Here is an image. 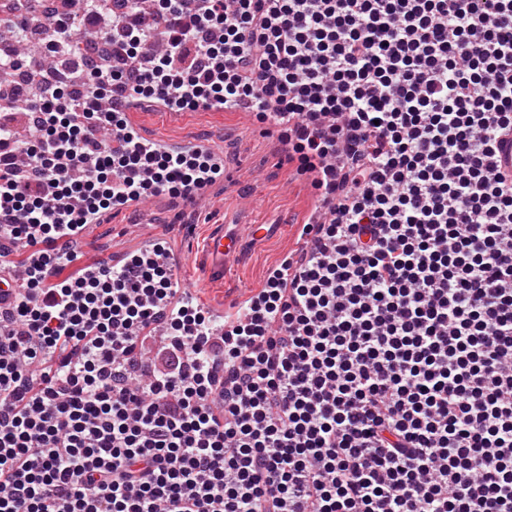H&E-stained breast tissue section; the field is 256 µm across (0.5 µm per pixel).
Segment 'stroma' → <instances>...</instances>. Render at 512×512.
I'll use <instances>...</instances> for the list:
<instances>
[{
    "instance_id": "35a3bbf8",
    "label": "stroma",
    "mask_w": 512,
    "mask_h": 512,
    "mask_svg": "<svg viewBox=\"0 0 512 512\" xmlns=\"http://www.w3.org/2000/svg\"><path fill=\"white\" fill-rule=\"evenodd\" d=\"M131 118L151 134L223 143L231 165L199 209L182 211L162 194L148 210L107 211L87 229L82 261L95 262L134 249L142 239L160 236L187 259L182 279L200 283L204 276L196 259L210 231L220 224H268L272 232L263 240L244 238L223 282L211 285L202 304L217 307L260 289L268 268L295 246L299 226L314 204L306 176L297 174L295 164L286 161L276 137L264 134L256 120L241 119L231 110L198 109L173 116L153 107L132 112Z\"/></svg>"
}]
</instances>
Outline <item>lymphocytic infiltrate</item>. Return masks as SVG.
I'll return each instance as SVG.
<instances>
[{
    "label": "lymphocytic infiltrate",
    "instance_id": "lymphocytic-infiltrate-1",
    "mask_svg": "<svg viewBox=\"0 0 512 512\" xmlns=\"http://www.w3.org/2000/svg\"><path fill=\"white\" fill-rule=\"evenodd\" d=\"M0 126V512H512V0H85ZM60 81V82H61ZM251 102L327 217L223 325L166 244L78 259L115 200L195 205L199 154L103 133Z\"/></svg>",
    "mask_w": 512,
    "mask_h": 512
}]
</instances>
